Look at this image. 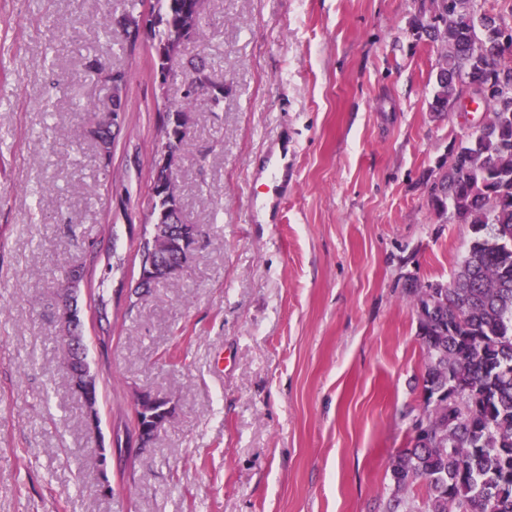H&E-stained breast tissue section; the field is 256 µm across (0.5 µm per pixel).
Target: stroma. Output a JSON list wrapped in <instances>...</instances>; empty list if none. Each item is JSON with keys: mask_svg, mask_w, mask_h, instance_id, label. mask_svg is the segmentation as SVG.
<instances>
[{"mask_svg": "<svg viewBox=\"0 0 512 512\" xmlns=\"http://www.w3.org/2000/svg\"><path fill=\"white\" fill-rule=\"evenodd\" d=\"M420 3L205 0L167 84L194 59L224 87L187 109L198 244L140 293L160 94L112 23L131 0H0V512H381L422 400L405 286L451 282L473 236L428 196L481 114L431 112ZM107 43L128 81L106 165L78 105L112 96L86 64ZM64 265L85 268L95 431L61 366ZM143 393L173 407L144 447Z\"/></svg>", "mask_w": 512, "mask_h": 512, "instance_id": "stroma-1", "label": "stroma"}]
</instances>
